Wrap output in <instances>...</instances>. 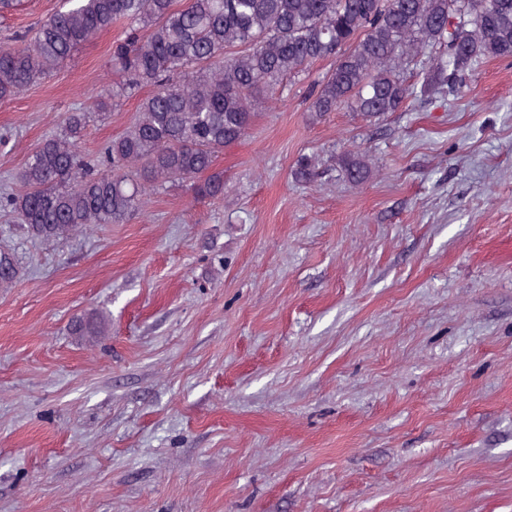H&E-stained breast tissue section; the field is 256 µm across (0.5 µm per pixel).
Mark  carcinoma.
I'll list each match as a JSON object with an SVG mask.
<instances>
[{
    "label": "carcinoma",
    "instance_id": "cac0c4a2",
    "mask_svg": "<svg viewBox=\"0 0 512 512\" xmlns=\"http://www.w3.org/2000/svg\"><path fill=\"white\" fill-rule=\"evenodd\" d=\"M115 23L126 32L112 46L123 82L93 109L68 113L18 173V191L0 199L36 237L125 224L145 194L176 183L224 197L223 175H206L217 153L241 139L285 78L317 61L335 65L318 82L311 112L347 106L376 117L413 99L405 71L423 55L456 95L474 62L512 56V0H63L33 40L0 46V100L28 90ZM148 86L126 131L96 158L84 156L92 111ZM339 166L355 183L370 176L363 156L344 155Z\"/></svg>",
    "mask_w": 512,
    "mask_h": 512
}]
</instances>
